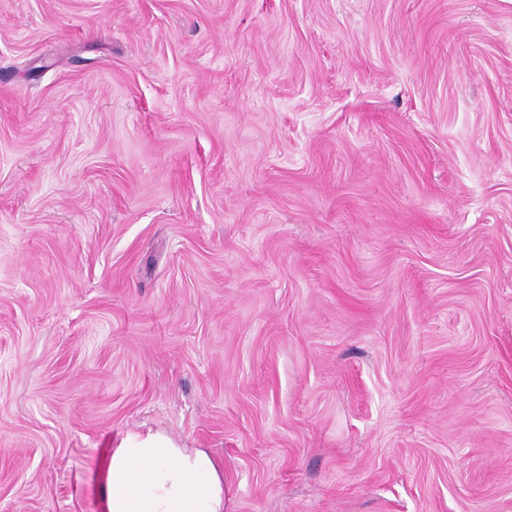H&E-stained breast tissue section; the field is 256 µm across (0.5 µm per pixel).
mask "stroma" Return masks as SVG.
<instances>
[{
  "instance_id": "35a3bbf8",
  "label": "stroma",
  "mask_w": 512,
  "mask_h": 512,
  "mask_svg": "<svg viewBox=\"0 0 512 512\" xmlns=\"http://www.w3.org/2000/svg\"><path fill=\"white\" fill-rule=\"evenodd\" d=\"M149 431L512 512V0H0V512Z\"/></svg>"
}]
</instances>
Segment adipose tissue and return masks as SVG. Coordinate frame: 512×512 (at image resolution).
Segmentation results:
<instances>
[{
    "mask_svg": "<svg viewBox=\"0 0 512 512\" xmlns=\"http://www.w3.org/2000/svg\"><path fill=\"white\" fill-rule=\"evenodd\" d=\"M101 483L102 512H225L224 476L210 453L160 432L113 449Z\"/></svg>",
    "mask_w": 512,
    "mask_h": 512,
    "instance_id": "adipose-tissue-1",
    "label": "adipose tissue"
}]
</instances>
